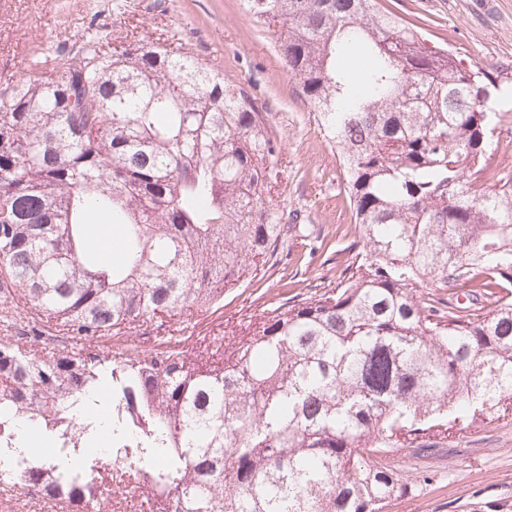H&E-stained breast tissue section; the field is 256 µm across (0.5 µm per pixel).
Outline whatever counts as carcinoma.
<instances>
[{
    "instance_id": "carcinoma-1",
    "label": "carcinoma",
    "mask_w": 512,
    "mask_h": 512,
    "mask_svg": "<svg viewBox=\"0 0 512 512\" xmlns=\"http://www.w3.org/2000/svg\"><path fill=\"white\" fill-rule=\"evenodd\" d=\"M245 6L279 24L360 246L336 286L263 306L219 358L189 347L192 321L290 230L264 104L165 40L91 35L83 62L0 93V327L19 308L33 323L26 344L0 339V454L26 422L79 457L20 474L60 512L125 492L118 454L149 466V512H386L412 482L385 456L512 415V185L473 186L499 85L380 0ZM93 213L118 230L112 262L85 250ZM147 321L178 327L112 347ZM48 324L74 350L40 352ZM104 378L112 448L91 455L79 409Z\"/></svg>"
}]
</instances>
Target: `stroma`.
<instances>
[{
	"label": "stroma",
	"mask_w": 512,
	"mask_h": 512,
	"mask_svg": "<svg viewBox=\"0 0 512 512\" xmlns=\"http://www.w3.org/2000/svg\"><path fill=\"white\" fill-rule=\"evenodd\" d=\"M417 24L431 45L492 70L512 85V0H384ZM103 41L170 38L227 81L265 101L273 134L284 147L276 200L296 219L295 230L269 267L224 294L221 308L199 316L195 335L224 338L233 323L282 294L306 297L342 277L356 238L344 169L317 112L284 65L273 28L250 17L242 0H0V91L22 77L45 79L34 60L88 27ZM495 151L478 184H512V96L495 102ZM385 466L413 487L387 512H473L475 505L512 504V416L451 434L435 454L391 453Z\"/></svg>",
	"instance_id": "1"
}]
</instances>
